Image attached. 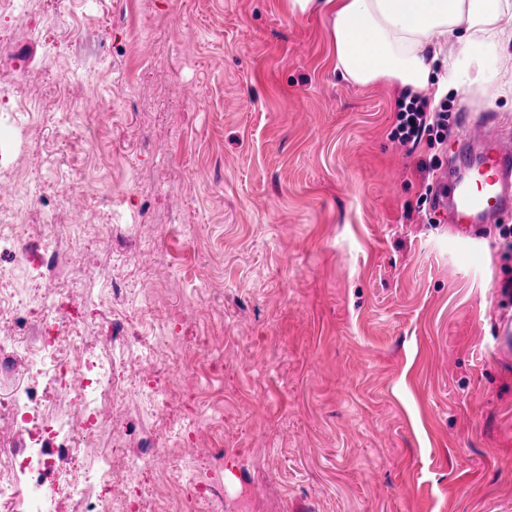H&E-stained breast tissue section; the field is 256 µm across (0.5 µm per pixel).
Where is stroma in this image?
I'll use <instances>...</instances> for the list:
<instances>
[{"label":"stroma","mask_w":512,"mask_h":512,"mask_svg":"<svg viewBox=\"0 0 512 512\" xmlns=\"http://www.w3.org/2000/svg\"><path fill=\"white\" fill-rule=\"evenodd\" d=\"M30 14L40 38L0 19V107L27 105L0 209L41 239L80 177L64 212L78 253L39 286L70 282L88 352L180 337L195 374L140 373L197 395L179 416L222 399L186 446L204 476L223 446L216 494L259 512H512V355L496 342L512 220L474 228L482 252L465 259L424 169L436 156L457 175L468 121L512 140V95L449 91L445 139L410 150L393 136L400 87L342 79L328 19L287 0H30ZM155 429L127 398L80 458ZM136 484L159 508L181 493L166 462Z\"/></svg>","instance_id":"1"}]
</instances>
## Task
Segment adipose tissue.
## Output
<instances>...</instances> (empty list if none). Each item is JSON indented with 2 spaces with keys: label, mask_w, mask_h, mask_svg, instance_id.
<instances>
[{
  "label": "adipose tissue",
  "mask_w": 512,
  "mask_h": 512,
  "mask_svg": "<svg viewBox=\"0 0 512 512\" xmlns=\"http://www.w3.org/2000/svg\"><path fill=\"white\" fill-rule=\"evenodd\" d=\"M288 12L329 18L343 79L361 86L387 80L413 94L434 83L489 90L503 80L499 47L512 42V31L498 27L512 16V0H288ZM448 43L464 52L439 75L434 65Z\"/></svg>",
  "instance_id": "1"
}]
</instances>
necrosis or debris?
<instances>
[{"label": "necrosis or debris", "instance_id": "necrosis-or-debris-1", "mask_svg": "<svg viewBox=\"0 0 512 512\" xmlns=\"http://www.w3.org/2000/svg\"><path fill=\"white\" fill-rule=\"evenodd\" d=\"M16 216L0 211V249L16 253L18 268L30 275L57 267L68 252L61 225H53L38 248H31L16 234ZM72 298L66 288L55 289L51 297H19L0 290V324L21 316L32 326L33 342L23 355L12 352V336H0V367L31 376V383L19 387L9 406V416L27 442L26 448L8 456L11 474L0 477V512H58V501L45 483L53 473L57 485L71 488L73 512H153L135 485L143 470L153 468L166 453L168 443H181L158 434L135 452L120 458H104L82 470L70 462L81 450V439L105 429L103 411L125 400L126 390L102 368L100 359L82 350V330L77 323L55 316ZM67 396L81 413L82 433H75L63 420L46 414L43 401L54 395ZM174 468L185 483V492L171 512H188L194 505L207 504L208 512H224V502L214 499L211 486L198 475L196 460L175 456ZM120 483L119 501L94 498L90 489L105 483Z\"/></svg>", "mask_w": 512, "mask_h": 512}]
</instances>
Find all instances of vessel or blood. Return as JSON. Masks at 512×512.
<instances>
[{
    "mask_svg": "<svg viewBox=\"0 0 512 512\" xmlns=\"http://www.w3.org/2000/svg\"><path fill=\"white\" fill-rule=\"evenodd\" d=\"M468 138L480 149L478 159L456 181L439 180L438 196L460 219L453 227V240L472 254L476 247L466 236L465 223L479 224L490 215L512 213V198L506 194L512 181V144L506 143L491 122L469 133Z\"/></svg>",
    "mask_w": 512,
    "mask_h": 512,
    "instance_id": "1",
    "label": "vessel or blood"
}]
</instances>
